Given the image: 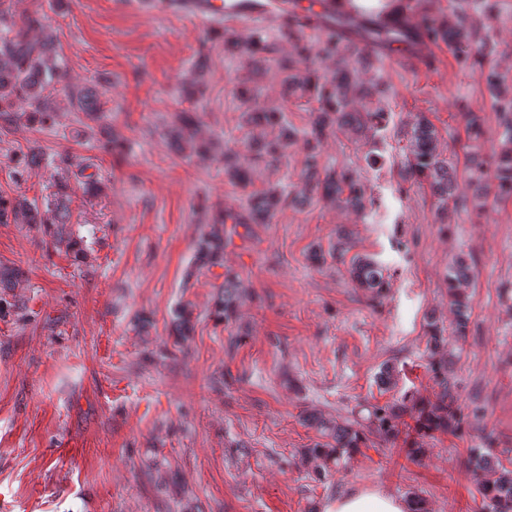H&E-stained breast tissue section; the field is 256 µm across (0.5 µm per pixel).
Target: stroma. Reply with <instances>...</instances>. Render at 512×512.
I'll return each mask as SVG.
<instances>
[{
    "mask_svg": "<svg viewBox=\"0 0 512 512\" xmlns=\"http://www.w3.org/2000/svg\"><path fill=\"white\" fill-rule=\"evenodd\" d=\"M27 18L42 23L29 38L50 29L64 78L45 91L54 126L34 122L24 100L0 120V199L43 206L64 182L70 217L0 223V512H322L360 487L418 496L426 512H481L471 449L512 469V201L479 207L465 188L443 215L428 186L401 173L420 112L459 181L470 152L462 111L482 118L479 157L498 148L504 127L479 73L496 69L512 93V0L482 21L465 65L442 44L427 66L381 54L366 65L349 46L346 62L382 89L383 127L368 137L337 130L323 156L357 170L372 208L341 211L315 192L271 223L224 224L217 266L195 254L213 216L245 211L256 192L302 186V143L278 164L257 157L244 107L281 108L302 133L314 101L282 99L272 66L242 104L236 88L251 73L224 35L246 38L249 23L202 28L128 0H0V42ZM197 75L208 86L200 103L189 95ZM83 89L98 93L101 113L75 108ZM183 112L197 114L211 155L171 142ZM228 149L248 184L225 177ZM91 179L99 193L87 192ZM341 228L354 253L382 264L380 294L355 287L337 258ZM460 255L472 262L462 336L444 280ZM228 267L241 288L227 323L215 305ZM182 304L193 329L180 339ZM433 321L446 339L436 352ZM446 387L463 411L458 432L418 433L405 414L394 436L369 433L342 468L325 472L303 455L321 440L310 415L361 420L373 406L434 402ZM412 448L423 449L419 461Z\"/></svg>",
    "mask_w": 512,
    "mask_h": 512,
    "instance_id": "stroma-1",
    "label": "stroma"
}]
</instances>
